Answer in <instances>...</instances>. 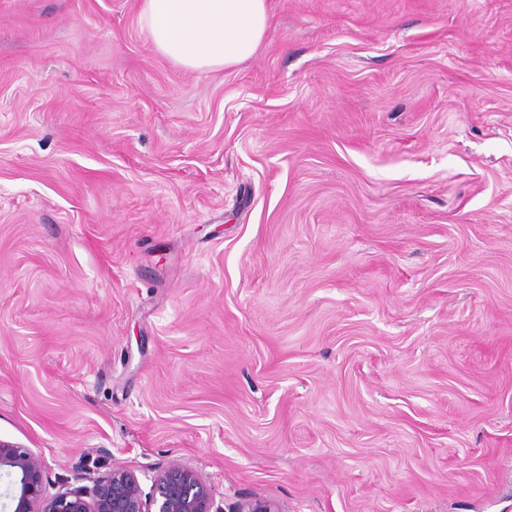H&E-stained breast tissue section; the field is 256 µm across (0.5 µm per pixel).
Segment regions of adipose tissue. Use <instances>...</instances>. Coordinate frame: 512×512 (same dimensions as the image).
<instances>
[{
    "label": "adipose tissue",
    "instance_id": "1",
    "mask_svg": "<svg viewBox=\"0 0 512 512\" xmlns=\"http://www.w3.org/2000/svg\"><path fill=\"white\" fill-rule=\"evenodd\" d=\"M153 48L185 70H228L254 57L270 26V0H140Z\"/></svg>",
    "mask_w": 512,
    "mask_h": 512
}]
</instances>
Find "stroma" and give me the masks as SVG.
<instances>
[{"label":"stroma","mask_w":512,"mask_h":512,"mask_svg":"<svg viewBox=\"0 0 512 512\" xmlns=\"http://www.w3.org/2000/svg\"><path fill=\"white\" fill-rule=\"evenodd\" d=\"M140 0H0V439L47 495L512 512V0H270L184 70ZM2 471L15 486L11 496L15 506L8 512H223L218 507L213 510L208 485L184 466L158 473L148 493L135 472L115 468L92 487L48 497L43 491L42 459L18 444L0 440V477Z\"/></svg>","instance_id":"obj_1"}]
</instances>
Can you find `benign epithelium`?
Returning <instances> with one entry per match:
<instances>
[{"label": "benign epithelium", "mask_w": 512, "mask_h": 512, "mask_svg": "<svg viewBox=\"0 0 512 512\" xmlns=\"http://www.w3.org/2000/svg\"><path fill=\"white\" fill-rule=\"evenodd\" d=\"M42 459L24 447L0 440V472L15 486L11 512H222L210 489L192 469L170 466L152 479L144 492L135 472L115 468L91 487H78L48 497L43 491ZM234 512H283L267 500H249Z\"/></svg>", "instance_id": "obj_1"}]
</instances>
